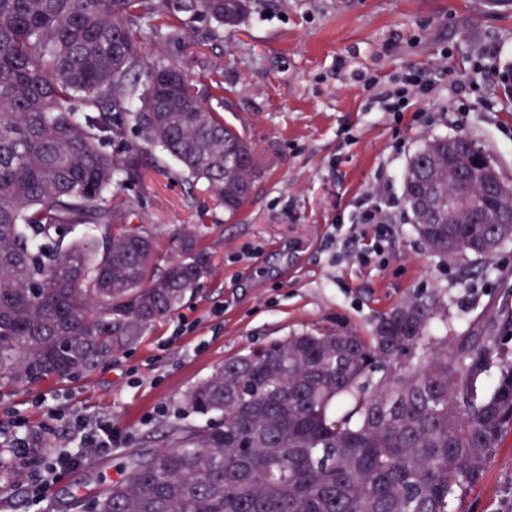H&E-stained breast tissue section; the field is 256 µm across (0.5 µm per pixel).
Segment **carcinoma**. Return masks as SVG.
<instances>
[{"instance_id":"obj_1","label":"carcinoma","mask_w":512,"mask_h":512,"mask_svg":"<svg viewBox=\"0 0 512 512\" xmlns=\"http://www.w3.org/2000/svg\"><path fill=\"white\" fill-rule=\"evenodd\" d=\"M250 0H0V380L90 373L176 311L212 270L192 225L126 228L121 190L158 149L234 214L261 170L255 149L202 93L223 66L190 74L191 33L220 37ZM176 50L142 51L147 35ZM86 111L85 121L76 108ZM119 147V155L110 150ZM456 149L486 153L466 135ZM448 138L409 160L404 196L426 186L413 228L439 256L512 216L476 185L448 223ZM171 256L157 264L160 242ZM436 298L395 307L368 337L304 333L228 359L187 395L203 417L127 454L96 512H458L512 427V361L492 393L474 380L497 356L484 324L428 352ZM383 371L370 385L369 375Z\"/></svg>"}]
</instances>
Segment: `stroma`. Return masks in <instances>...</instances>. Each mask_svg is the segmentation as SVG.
<instances>
[{"label": "stroma", "instance_id": "stroma-1", "mask_svg": "<svg viewBox=\"0 0 512 512\" xmlns=\"http://www.w3.org/2000/svg\"><path fill=\"white\" fill-rule=\"evenodd\" d=\"M203 51L222 58L225 120L255 147L261 169L236 214L224 212L162 153L127 193L130 226L198 227L213 270L170 317L93 373L0 390V462L26 419L42 454L62 447L69 420L111 425V453L50 480L30 501L25 471L0 480V512H77L120 475L127 452L196 424L191 387L225 359L295 334L370 335L420 294L440 296L428 349L453 343L487 315L490 340L512 360V242L488 261L438 256L416 235L403 192L410 157L432 137L470 136L512 183V0H254L246 20ZM432 86L400 112L377 95L407 75ZM378 187L386 237L355 221ZM460 512H512V429Z\"/></svg>", "mask_w": 512, "mask_h": 512}]
</instances>
